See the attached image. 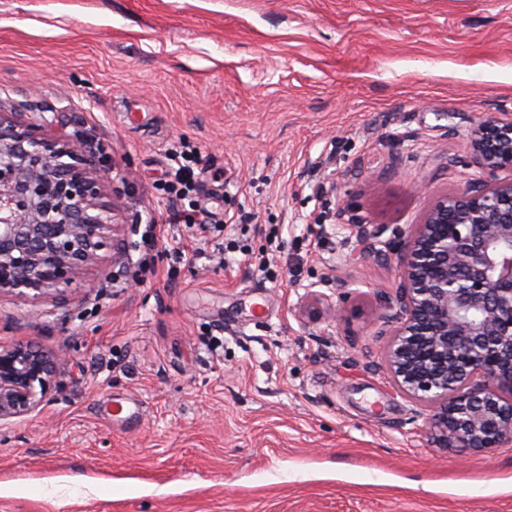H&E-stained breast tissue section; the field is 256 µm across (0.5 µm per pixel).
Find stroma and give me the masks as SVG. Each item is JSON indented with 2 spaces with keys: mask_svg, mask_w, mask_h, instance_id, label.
<instances>
[{
  "mask_svg": "<svg viewBox=\"0 0 512 512\" xmlns=\"http://www.w3.org/2000/svg\"><path fill=\"white\" fill-rule=\"evenodd\" d=\"M498 112L512 0H0V115L107 155L121 226L66 292L0 296V345L63 353L0 422V512H512V447H442L383 368L394 261L347 260ZM183 151L205 233L167 218Z\"/></svg>",
  "mask_w": 512,
  "mask_h": 512,
  "instance_id": "stroma-1",
  "label": "stroma"
}]
</instances>
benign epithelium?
<instances>
[{"label": "benign epithelium", "instance_id": "obj_1", "mask_svg": "<svg viewBox=\"0 0 512 512\" xmlns=\"http://www.w3.org/2000/svg\"><path fill=\"white\" fill-rule=\"evenodd\" d=\"M474 169L463 189L437 196L407 239L393 224L346 225L354 257L396 259L399 285L384 368L425 405L439 441L488 451L512 446V114L472 127ZM101 160L52 126L0 116V295L69 287L114 225ZM57 354L0 346V421L34 412L54 386Z\"/></svg>", "mask_w": 512, "mask_h": 512}]
</instances>
